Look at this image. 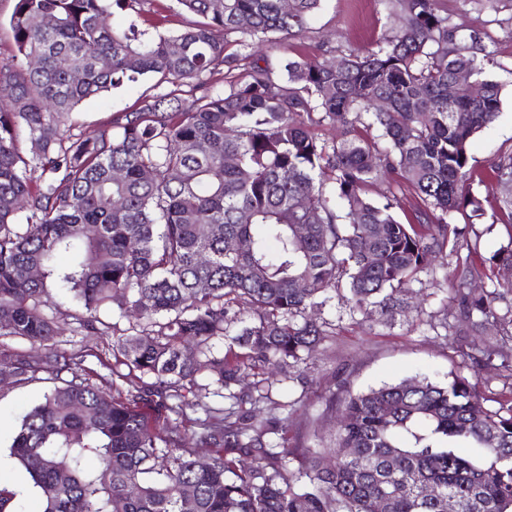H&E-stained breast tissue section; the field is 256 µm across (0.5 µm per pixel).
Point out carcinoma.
I'll list each match as a JSON object with an SVG mask.
<instances>
[{
  "instance_id": "carcinoma-1",
  "label": "carcinoma",
  "mask_w": 512,
  "mask_h": 512,
  "mask_svg": "<svg viewBox=\"0 0 512 512\" xmlns=\"http://www.w3.org/2000/svg\"><path fill=\"white\" fill-rule=\"evenodd\" d=\"M144 2L14 0L9 19L17 55L0 64V336L44 357L1 355L0 375L20 383L40 369L72 371L10 445L42 512H448L450 498L457 512H512V390L416 376L349 393L327 464L288 444V425L257 420L269 393L234 391L260 363L305 362L335 297L380 323L405 311L401 286L458 250L454 214L512 215V197L472 192L468 168L471 140L501 105V86L478 80L492 52L449 23L441 0H393L396 33L338 50L335 68L284 46L321 0H177L200 20L157 36L133 22L101 25ZM266 45L283 47L281 74L255 61L214 86L219 67L233 71ZM462 72L481 97L448 99ZM140 78L173 89L112 114L95 136L73 133L82 102ZM323 125L339 135L319 139L312 129ZM373 127L384 145L360 134ZM380 178L414 188V222L395 218L396 195H366ZM481 264L512 265V233ZM478 276L468 255L448 278V335H512V302L500 305L512 284L475 292ZM50 282L78 301L92 333L102 310L136 320L112 347L128 369L120 377L149 376L161 396L203 389L205 371L227 391V408L196 403L199 440L215 448L207 466L181 447L180 424L153 425L108 399L55 351L57 322L43 311L58 308ZM496 357L488 346L471 359L512 377V361ZM277 432L274 448L265 436ZM286 463L306 482L282 485ZM17 495L0 484V512H19Z\"/></svg>"
}]
</instances>
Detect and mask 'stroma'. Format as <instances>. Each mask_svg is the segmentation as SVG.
I'll use <instances>...</instances> for the list:
<instances>
[{
	"instance_id": "1",
	"label": "stroma",
	"mask_w": 512,
	"mask_h": 512,
	"mask_svg": "<svg viewBox=\"0 0 512 512\" xmlns=\"http://www.w3.org/2000/svg\"><path fill=\"white\" fill-rule=\"evenodd\" d=\"M451 24L460 32H477L494 54L486 66V76L502 87L500 111L493 122L483 128L469 147V167L477 177L475 191L494 199L512 193V182L498 181L490 168L512 157V0H442ZM192 14L181 10L177 0H146L138 21L140 28L171 32L193 22ZM397 25L385 0H325L313 15L306 33L290 40V55L322 58L332 45L368 46L390 34ZM149 82H128L80 106V130L87 135L105 129L113 113L138 105ZM512 219L507 214H485L477 219L467 242L477 245V252L490 256L508 240ZM457 263L456 254L436 261L434 271L422 274L420 281L402 286L401 295L408 301H422L420 317L399 315L388 324L351 317L338 302H330L323 310L329 322L327 335L310 353L306 362L289 369L286 377L269 389L271 401L264 406L265 417H291L292 435L307 444L333 447L336 441L339 389L353 392L398 383L426 374L444 381L449 374L467 377L481 389L501 391L504 380L496 373L475 371L463 358L464 352L480 345L476 336L447 338L440 327L450 294L445 280ZM77 306L67 301L60 310L61 332L56 338L58 352L81 358V377L99 387L117 401H128L136 394L135 386L112 378L111 332L92 334L72 320ZM53 375L36 373L33 380L13 385H0V478L18 484L22 481L18 465L9 456L12 436L22 417L54 382ZM196 397L182 390L180 397L159 399L152 396L139 406L151 422L176 421V405H184L182 416L188 418L189 431H196L195 420L201 410L195 409Z\"/></svg>"
}]
</instances>
